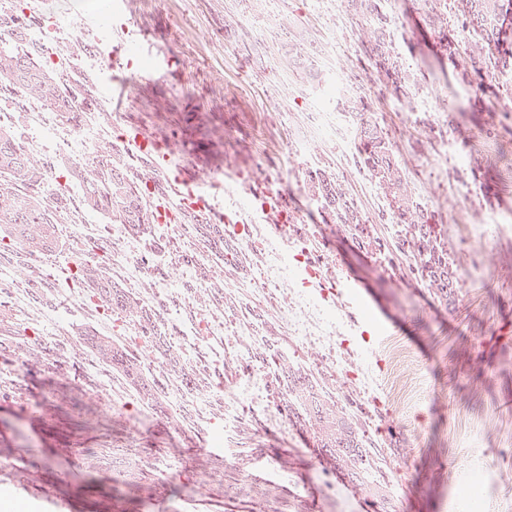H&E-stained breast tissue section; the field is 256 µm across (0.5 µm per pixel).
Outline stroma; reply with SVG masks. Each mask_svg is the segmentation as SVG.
I'll use <instances>...</instances> for the list:
<instances>
[{"label": "stroma", "instance_id": "obj_1", "mask_svg": "<svg viewBox=\"0 0 512 512\" xmlns=\"http://www.w3.org/2000/svg\"><path fill=\"white\" fill-rule=\"evenodd\" d=\"M108 15L86 0H0V15L25 16L47 67L74 54L98 98L86 123L108 127L144 204L155 172L136 151L121 148L129 124L162 141L170 164L189 162L194 144L177 138L191 126L209 153L195 162L202 184L220 181L224 211L242 213V232L225 228L236 260L211 247L204 217L167 227L126 228L146 277L165 282L171 264L191 275L157 295L139 294L118 270L113 282L160 315L178 366L152 368L157 406L142 408L131 382L99 363L87 342L108 336L132 354L139 343L123 315L97 313L62 298L44 268L86 259L103 264L112 249L108 219L96 242L60 233V245L37 256L0 240V266L29 273L26 301L0 282V512H39L38 492L52 493L75 512H512V111L493 107L464 85L415 0H382L395 19V51L413 99L404 105L369 63L343 0H128ZM111 39L116 75L132 81L122 112L112 109L105 63L97 48ZM151 39L177 56L178 69L155 72L138 42ZM367 103L388 135L415 201L428 213L459 283L453 297L433 293L405 270L400 253L358 248L335 216L312 195L308 174L325 169L342 181L378 236L395 242L389 202L360 167L349 98ZM21 140L51 141L64 119L36 130L25 101L0 89V113ZM62 188L51 203L67 224L81 212L80 187L62 151H42ZM295 227L292 239L273 232ZM279 256L281 283L319 305L326 325H339L336 361L322 357L282 317L287 300L256 278L267 247ZM320 252L329 294L298 280L296 254ZM221 289H214V282ZM357 283L351 291L349 283ZM222 307L224 332L202 328L207 308ZM39 345L45 361L17 360L11 343ZM335 396L346 418L365 430L387 465L374 489L332 467L312 433L290 420L272 389L255 419L241 388L270 380L281 358ZM68 380L57 384L55 365ZM374 385L364 388V377ZM67 402H60L59 394ZM238 408L249 434L224 437V407ZM184 417L167 425L168 413ZM139 449L142 459L171 462L167 490L149 501L112 496L111 451ZM219 449L230 463L222 495L188 498L187 482L201 449ZM289 467H280V456ZM272 481L281 499L267 508L236 496L238 480Z\"/></svg>", "mask_w": 512, "mask_h": 512}]
</instances>
